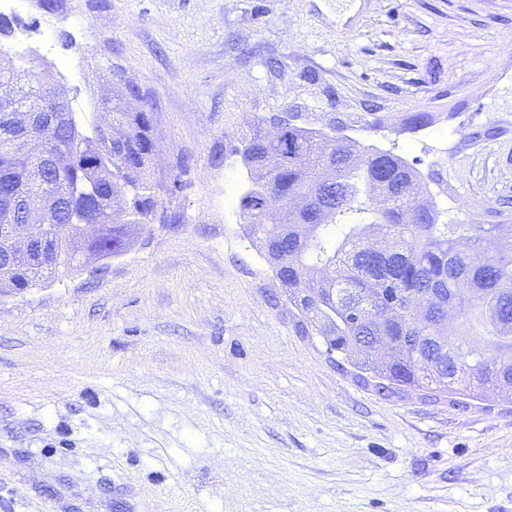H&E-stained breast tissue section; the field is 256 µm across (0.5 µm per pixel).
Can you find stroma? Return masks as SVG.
<instances>
[{"mask_svg": "<svg viewBox=\"0 0 512 512\" xmlns=\"http://www.w3.org/2000/svg\"><path fill=\"white\" fill-rule=\"evenodd\" d=\"M6 42L81 127L140 86L180 216L0 293V512H512V401L381 389L243 233L236 147L286 114L512 224V0H23ZM423 112L429 122L411 128ZM190 158L180 172L178 162Z\"/></svg>", "mask_w": 512, "mask_h": 512, "instance_id": "obj_1", "label": "stroma"}]
</instances>
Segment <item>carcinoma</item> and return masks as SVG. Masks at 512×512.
<instances>
[{
	"label": "carcinoma",
	"mask_w": 512,
	"mask_h": 512,
	"mask_svg": "<svg viewBox=\"0 0 512 512\" xmlns=\"http://www.w3.org/2000/svg\"><path fill=\"white\" fill-rule=\"evenodd\" d=\"M33 67L26 78L0 70V225L18 199L29 214L64 199L52 221L57 257L14 262L0 270V289L75 271L94 248L122 255L159 203L153 113L128 109L127 98H141L134 85L103 103L112 141L100 125L83 132L72 112L40 113L37 122L57 117L62 131L42 181L30 179L5 108L50 97V64ZM239 153L260 177L238 196L246 237L328 351L356 350L357 366L390 385L512 399L511 224L445 222L401 155L362 148L338 126L286 124L276 141L258 128ZM82 224L104 235L88 244L76 235Z\"/></svg>",
	"instance_id": "1"
}]
</instances>
